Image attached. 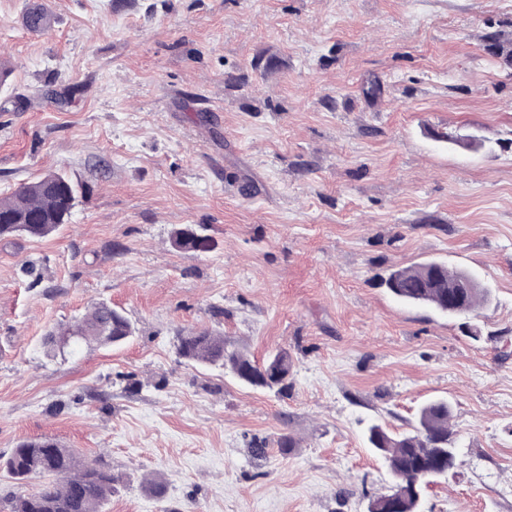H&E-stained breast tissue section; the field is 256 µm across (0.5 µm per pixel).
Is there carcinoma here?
<instances>
[{
	"label": "carcinoma",
	"instance_id": "1",
	"mask_svg": "<svg viewBox=\"0 0 512 512\" xmlns=\"http://www.w3.org/2000/svg\"><path fill=\"white\" fill-rule=\"evenodd\" d=\"M24 23L35 32L51 25V15L37 0L25 5ZM77 190L65 175L50 172L0 197V239L26 236L47 237L68 223ZM389 291L400 301L429 306L452 315L476 311L488 301L489 290L470 273L451 270L429 262L393 270L385 279ZM129 318L106 302L92 305L67 326L50 331L45 344L59 337L118 346L133 336ZM179 356L202 365L230 368L246 384L279 392L288 389L293 361L286 350L268 357L261 365L224 344V336L209 331L181 338ZM451 404L436 399L421 407L412 430L393 433L375 424L368 429L367 442L389 465L398 490L371 499L367 512H419L413 495V479L424 469H433L448 460V443L453 441L449 421ZM15 480L32 476H54L56 481L36 493L16 497L10 512H101L112 495V473L78 459L70 449L53 439L24 441L0 465Z\"/></svg>",
	"mask_w": 512,
	"mask_h": 512
}]
</instances>
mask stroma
<instances>
[{
  "label": "stroma",
  "instance_id": "stroma-1",
  "mask_svg": "<svg viewBox=\"0 0 512 512\" xmlns=\"http://www.w3.org/2000/svg\"><path fill=\"white\" fill-rule=\"evenodd\" d=\"M46 3L35 33L0 0V196L60 172L78 198L0 240V456L60 441L116 477L104 512H367L393 485L368 427L444 397L458 465L420 512H512V0ZM426 260L488 302L394 298ZM101 301L127 344L45 347ZM198 330L288 350L287 392L179 357Z\"/></svg>",
  "mask_w": 512,
  "mask_h": 512
}]
</instances>
